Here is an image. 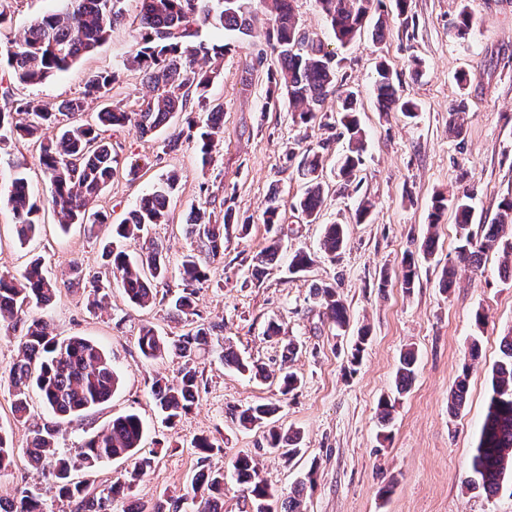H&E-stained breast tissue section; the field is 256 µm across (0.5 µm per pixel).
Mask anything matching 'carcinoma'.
<instances>
[{"mask_svg":"<svg viewBox=\"0 0 512 512\" xmlns=\"http://www.w3.org/2000/svg\"><path fill=\"white\" fill-rule=\"evenodd\" d=\"M124 0H66L59 13L37 18L22 36L11 45L0 66V143L5 130L18 138L40 140L39 165L50 185L48 203L58 216L62 228L70 224H106L108 215L93 209L98 195L112 181L119 165L111 138L112 129L132 125L147 134L160 128L169 130L162 152H173L186 141L196 142L202 166L210 164L219 146L218 133L222 128L224 106L214 104L208 97L213 76L195 68L200 58H221L231 50L230 43H207L199 39L202 27L210 25L241 37L253 39L256 63L264 67L267 49L278 51L280 68L273 76L275 88L288 97L292 118L299 125L310 124L321 111L327 96L335 87L338 61L320 41L310 40L307 47L296 49L301 28L292 2L270 0V18L261 19L252 12L251 0H140L138 48L128 59L129 66L144 72L151 96L136 112H127L107 103L97 113L94 124L81 123L87 99L101 101L119 79L113 72H96L85 83L81 96L49 107L38 102L17 98L12 85L16 82L39 84L58 72L70 68L90 54L109 37L112 26L125 18ZM319 9L341 44L352 41L362 28L372 8L382 7L383 0H317ZM374 94L383 112L400 111L415 115L417 106L398 95L394 77L385 64L377 68ZM182 112L198 116L184 126L171 122ZM339 123L348 135V147L336 162L338 177L345 187L359 183L365 151L362 129L356 116V92L347 91L339 110ZM55 130L57 134L49 135ZM323 156L320 152L305 151L299 164L304 191L297 205L309 218H317L322 206ZM177 178L173 175L153 191L141 197L135 209L122 223L113 226V236L142 243L139 258L109 242L103 247L105 271L86 274L79 265L69 269L68 283L89 289L91 307H99L109 297L112 281L123 288L129 301L146 307L154 299L157 286L168 276L166 259L152 239L150 228L168 221V197ZM475 188L465 187L459 193L439 196L433 203L431 225L440 222L442 214L455 211L463 230L457 247L456 261L484 273L483 257L490 251L503 253L499 273H512V199L500 204L496 224H480L472 231L471 201ZM8 205L15 223L19 242L35 237L42 226L41 202L31 192L28 179L22 173L11 181ZM279 193L268 197L264 222L274 229L278 222ZM235 222L232 210L224 212V223L217 224L200 208L191 210L187 233L196 243V252L184 256L181 264L182 293L170 301L172 314L186 322H194L196 311L193 296L196 288L209 280L210 265L224 259V230ZM346 243L342 224L325 227L320 250L329 256L340 252ZM281 249V238L273 235L268 246L254 258L251 275L259 277L272 264ZM313 263L311 255L296 251L288 264L291 273L306 270ZM417 276L413 253L402 262V283L411 289ZM56 283L42 269L37 259L16 277L0 273V323L11 329L22 326L18 358L10 365L4 382L12 396V412L19 421L28 420V398L37 390L45 406L55 415L70 422L106 403L117 388L119 377L112 365V356L99 345L80 337L60 339L51 321L44 315L30 317L31 306L46 307L55 293ZM322 316L334 330H344L349 324L346 306L334 288L318 289ZM221 330L214 324L199 323L176 340L159 335L151 326L143 328L138 347L147 360L173 356L179 360V380L175 383L157 379L151 385V395L161 421L173 427L193 407L199 392L202 373L197 359L201 354L218 351L224 365L247 373L254 379L266 378L265 371L242 359L232 347L219 342ZM501 356L493 368L491 395L480 437L472 457L466 484L491 496L499 492L505 476L512 472V331L501 338ZM478 340L470 343L464 355L461 372L456 377L448 400V408L457 412L466 402L471 365L480 358ZM416 371V354L406 350L400 354L396 373V390L403 393L411 385ZM276 407L258 404L232 409L231 415L249 428L263 430L268 449L284 451L292 458L300 452V434L282 433L272 417ZM61 433V423L34 424L29 428L26 456L37 467H48L59 497L74 506V512H112L120 503L123 512H145L132 508L131 496L136 482L151 468V458L142 452L144 426L139 415L127 413L112 418L102 429L85 438L75 449L74 459L54 458L55 445ZM15 448L9 435L0 430V469L10 464ZM133 461L123 480L96 491L86 481L73 476L76 465L91 470L115 460ZM314 470L298 482L280 512H302L300 495L306 484L314 483ZM232 478L244 486L254 503L255 512L262 504L273 505L269 485L259 477L253 459L238 455L232 462ZM224 472L201 471L196 474L185 492L170 496L156 504L151 512H224ZM9 512H43L37 493L25 488L7 501Z\"/></svg>","mask_w":512,"mask_h":512,"instance_id":"obj_1","label":"carcinoma"}]
</instances>
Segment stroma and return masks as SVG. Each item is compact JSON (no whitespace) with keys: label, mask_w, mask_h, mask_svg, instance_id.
Instances as JSON below:
<instances>
[{"label":"stroma","mask_w":512,"mask_h":512,"mask_svg":"<svg viewBox=\"0 0 512 512\" xmlns=\"http://www.w3.org/2000/svg\"><path fill=\"white\" fill-rule=\"evenodd\" d=\"M64 7V0H18L10 23L0 28V51L33 20ZM294 8L302 28L340 59L337 92L326 99L316 121L306 127L293 123L284 99L266 110L270 74L279 68L276 53H269L264 68H256L251 41L202 27L201 39L231 45L209 89L210 98L224 105L221 145L204 168L194 143L165 154L160 147L164 132L142 134L130 126L114 131L122 166L95 202L109 223L64 230L49 212L40 235L19 243L6 199L12 176L24 174L40 200H47L49 189L39 168L38 143L13 139L0 147V272L21 274L32 258H41L60 282L45 309L56 334L98 343L120 376L107 403L63 430L57 451L73 454L112 417L135 412L144 422L145 449L156 452L151 470L135 488L136 501L149 507L181 494L198 472L230 469L237 455L247 453L281 500L297 480L313 473V486L303 492L304 512H512V477L491 497L465 485L500 340L512 329V279L500 277V256L490 252L483 258L484 275L461 266L454 286L443 288L441 272L455 259L462 231L451 210L436 230L428 228L437 193L473 185L477 224L495 223L500 202L512 197V0H409L402 16L393 0H384L383 38L365 31L344 48L338 47L316 0H295ZM139 9V0H126V19L105 43L44 83L16 86V96L50 106L79 96L90 73L116 70L120 78L109 93L111 101L138 110L150 91L141 72L123 63L136 43L133 20ZM463 9L473 27L461 38L455 24ZM382 62L390 67L401 98L417 103L416 118L378 110L373 82ZM462 72L470 76L464 85L456 80ZM348 89L358 93L357 117L366 140L362 181L354 190L336 177V159L347 141L339 137L334 120L339 94ZM461 100L465 134L457 138L448 130V112ZM309 148L322 150L324 158V201L313 223L293 205L302 192L297 165ZM136 158L147 166L133 179L124 164ZM172 172L179 182L169 221L151 230L170 263L167 283L158 286L147 308L133 305L117 283L105 308L90 307L87 290L63 285L65 273L75 263L98 269L113 225ZM275 189L282 198L284 254L255 280L248 269L267 244L263 213ZM364 197L373 208L360 220L355 211ZM200 206L219 217L233 208L239 222L224 236L223 263L211 266L208 282L196 295L198 319L223 325L225 343L263 367L266 377L250 378L225 367L214 354L202 355L197 400L190 413L167 428L155 415L150 388L154 378L175 379L179 364L170 357L145 360L138 337L146 325L171 337L188 330L186 322L173 317L169 297L182 289L181 262L195 247L185 222ZM329 224L346 229V244L333 259L319 251ZM431 231L435 252L424 258L420 245ZM298 250L310 253L314 262L292 275L289 257ZM410 252L417 255L418 275L408 290L401 285V266ZM324 287L335 288L348 310L345 332L335 333L322 320L315 291ZM479 313L485 316L480 326L475 323ZM271 322L280 326L279 336H265ZM363 328L368 340L353 366L348 355ZM474 339L481 356L470 369L466 405L453 414L448 391ZM291 340L299 345L293 356L287 351ZM408 347L415 350L417 368L410 388L399 394L395 375L399 355ZM285 366L300 379L288 394L280 385ZM385 396L396 397L397 403L384 429L377 405ZM269 402L278 406L277 426L301 435V452L294 458L269 451L262 432L241 427L231 415L232 408ZM28 425L14 419L12 398L1 386L0 427L12 436L16 453L13 465L0 471V496L29 488L39 493L44 512H70L52 481L27 464ZM202 435L219 444V451L201 456L192 442Z\"/></svg>","instance_id":"stroma-1"}]
</instances>
